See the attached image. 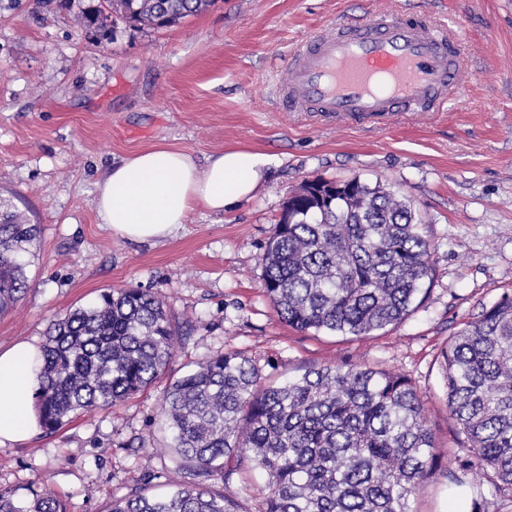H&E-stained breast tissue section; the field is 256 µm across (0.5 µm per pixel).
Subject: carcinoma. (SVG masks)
Returning a JSON list of instances; mask_svg holds the SVG:
<instances>
[{"instance_id":"carcinoma-1","label":"carcinoma","mask_w":512,"mask_h":512,"mask_svg":"<svg viewBox=\"0 0 512 512\" xmlns=\"http://www.w3.org/2000/svg\"><path fill=\"white\" fill-rule=\"evenodd\" d=\"M79 8L106 36L112 15L173 27L214 0H105ZM261 256L263 288L278 318L301 332L362 337L401 322L435 276L433 245L411 200L354 177L304 183ZM39 236L0 196V314L27 289L24 255ZM179 330L155 294L113 288L49 327L35 405L48 433L138 394L165 373ZM446 406L456 423L454 488L472 475L512 492V293L467 322L441 351ZM159 414L177 467L201 482L112 501L110 512H242L215 489L260 470L257 512H412L410 501L440 459L426 409L408 378L353 365L310 367L276 384L239 352L211 356L166 388ZM0 512H66L47 489L0 490Z\"/></svg>"}]
</instances>
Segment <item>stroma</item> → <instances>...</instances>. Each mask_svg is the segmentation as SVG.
I'll list each match as a JSON object with an SVG mask.
<instances>
[{
  "label": "stroma",
  "mask_w": 512,
  "mask_h": 512,
  "mask_svg": "<svg viewBox=\"0 0 512 512\" xmlns=\"http://www.w3.org/2000/svg\"><path fill=\"white\" fill-rule=\"evenodd\" d=\"M405 10L447 23L466 48L458 105L397 112L385 124H334L277 110L270 74L303 38ZM164 142L198 158L247 148L271 159L250 200L195 212L160 242L122 239L93 208L112 163ZM360 178L413 199L434 244L424 302L370 336L301 332L263 288L261 255L304 182ZM0 195L40 228L29 289L0 315V348L42 346L48 327L103 290L161 297L184 337L144 393L54 433L0 446V489L59 495L67 512H109L150 473L193 483L164 446L158 403L169 380L237 351L275 380L351 364L405 375L425 403L442 458L456 449L440 351L512 291V0H215L166 29L116 21L107 36L56 0H0Z\"/></svg>",
  "instance_id": "1"
}]
</instances>
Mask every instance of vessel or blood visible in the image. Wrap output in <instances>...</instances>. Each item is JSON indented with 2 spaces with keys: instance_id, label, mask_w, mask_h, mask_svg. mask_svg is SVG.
Instances as JSON below:
<instances>
[{
  "instance_id": "obj_1",
  "label": "vessel or blood",
  "mask_w": 512,
  "mask_h": 512,
  "mask_svg": "<svg viewBox=\"0 0 512 512\" xmlns=\"http://www.w3.org/2000/svg\"><path fill=\"white\" fill-rule=\"evenodd\" d=\"M463 88L447 30L404 14H377L301 42L281 69L274 94L282 107L300 102L310 112L382 116L436 111Z\"/></svg>"
}]
</instances>
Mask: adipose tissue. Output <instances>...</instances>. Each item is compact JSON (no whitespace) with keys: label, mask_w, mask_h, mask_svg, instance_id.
Masks as SVG:
<instances>
[{"label":"adipose tissue","mask_w":512,"mask_h":512,"mask_svg":"<svg viewBox=\"0 0 512 512\" xmlns=\"http://www.w3.org/2000/svg\"><path fill=\"white\" fill-rule=\"evenodd\" d=\"M270 159L249 149H228L198 162L189 152L157 144L113 163L97 182L95 209L113 233L134 241H160L203 209L215 214L249 199ZM42 356L20 341L0 348V446L32 438L38 430L33 397Z\"/></svg>","instance_id":"obj_1"}]
</instances>
